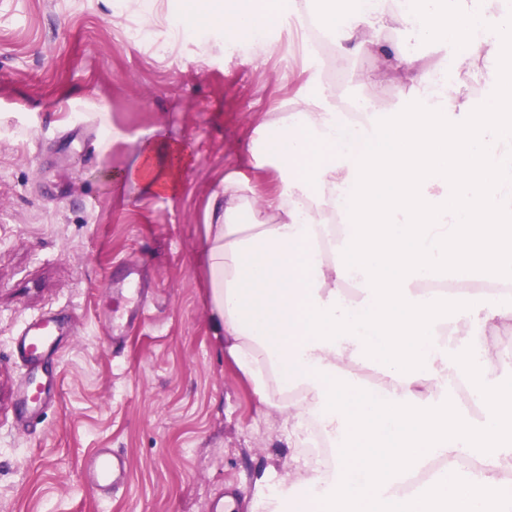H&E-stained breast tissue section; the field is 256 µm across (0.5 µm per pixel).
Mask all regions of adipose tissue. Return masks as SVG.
<instances>
[{
    "instance_id": "obj_1",
    "label": "adipose tissue",
    "mask_w": 512,
    "mask_h": 512,
    "mask_svg": "<svg viewBox=\"0 0 512 512\" xmlns=\"http://www.w3.org/2000/svg\"><path fill=\"white\" fill-rule=\"evenodd\" d=\"M325 2L307 28L335 62L375 55L380 74L361 80L407 93L363 100L356 121L319 82L272 104L246 144L251 174L226 172L207 206L199 262L214 334L289 447L312 423L338 443L334 467L314 458L289 472V487L319 490L294 512H512V387L496 384L512 357L495 342L512 330V80L471 106L512 13L482 36L488 0ZM281 11L282 0H186L183 14L261 60ZM399 30L445 48L467 82L440 86ZM159 153L142 138L115 189L170 192L179 150ZM461 387L478 389V413L460 408Z\"/></svg>"
}]
</instances>
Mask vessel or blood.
<instances>
[{
	"instance_id": "vessel-or-blood-1",
	"label": "vessel or blood",
	"mask_w": 512,
	"mask_h": 512,
	"mask_svg": "<svg viewBox=\"0 0 512 512\" xmlns=\"http://www.w3.org/2000/svg\"><path fill=\"white\" fill-rule=\"evenodd\" d=\"M72 335L66 316L50 311L28 322L13 337V354L25 367L16 391L19 419L39 416L57 404L58 394L51 383L53 365ZM128 473L122 454L96 448L87 457L83 481L106 498L126 484Z\"/></svg>"
}]
</instances>
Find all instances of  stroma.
Segmentation results:
<instances>
[{
  "instance_id": "stroma-1",
  "label": "stroma",
  "mask_w": 512,
  "mask_h": 512,
  "mask_svg": "<svg viewBox=\"0 0 512 512\" xmlns=\"http://www.w3.org/2000/svg\"><path fill=\"white\" fill-rule=\"evenodd\" d=\"M183 5L156 0L147 19L121 0H0V512H222L231 494L252 512L308 455L225 358L196 249L211 194L246 167L254 125L274 101L327 79L323 54L293 18L265 60L229 52L221 27H175ZM380 67L358 59L336 85L397 104L404 87L359 79ZM116 128L125 140L113 141ZM156 128L190 151L176 189L117 193L112 175L133 162L134 136ZM130 268L152 305L115 346L107 318L130 304L107 283ZM48 310L64 311L77 336L58 406L25 426L10 343ZM95 448L130 463L109 499L82 480Z\"/></svg>"
}]
</instances>
